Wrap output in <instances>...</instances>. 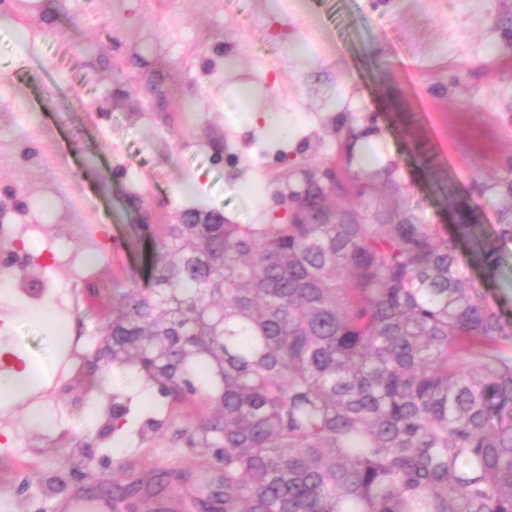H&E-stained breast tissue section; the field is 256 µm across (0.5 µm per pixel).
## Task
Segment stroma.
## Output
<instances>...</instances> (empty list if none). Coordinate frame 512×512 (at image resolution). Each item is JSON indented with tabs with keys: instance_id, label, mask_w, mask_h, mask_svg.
I'll return each mask as SVG.
<instances>
[{
	"instance_id": "1",
	"label": "stroma",
	"mask_w": 512,
	"mask_h": 512,
	"mask_svg": "<svg viewBox=\"0 0 512 512\" xmlns=\"http://www.w3.org/2000/svg\"><path fill=\"white\" fill-rule=\"evenodd\" d=\"M241 90L260 91L258 124L240 123ZM23 109L37 124L19 126ZM511 156L512 0H12L0 11V211L39 222L26 251L48 282L38 297L0 287V372L46 374L0 401V512H53L134 479L167 512H197L208 491L210 457L187 441L211 408L168 406L122 366L104 386L87 374L113 306L147 287L143 214L276 224L280 192L324 160L367 187L328 210L368 223L410 217L444 236L464 198L479 216L465 272L512 322V255L491 284L471 258L473 240L512 221L490 184ZM51 244L83 250L82 266H50ZM116 393L131 408L118 438Z\"/></svg>"
}]
</instances>
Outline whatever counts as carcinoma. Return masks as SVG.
<instances>
[{"instance_id": "obj_1", "label": "carcinoma", "mask_w": 512, "mask_h": 512, "mask_svg": "<svg viewBox=\"0 0 512 512\" xmlns=\"http://www.w3.org/2000/svg\"><path fill=\"white\" fill-rule=\"evenodd\" d=\"M325 168L282 224L163 225L105 368L217 409L191 444L217 472L198 512H512V328L461 272L470 224L332 214L364 188ZM511 251L512 222L476 246L487 280ZM128 412L112 396V433Z\"/></svg>"}]
</instances>
